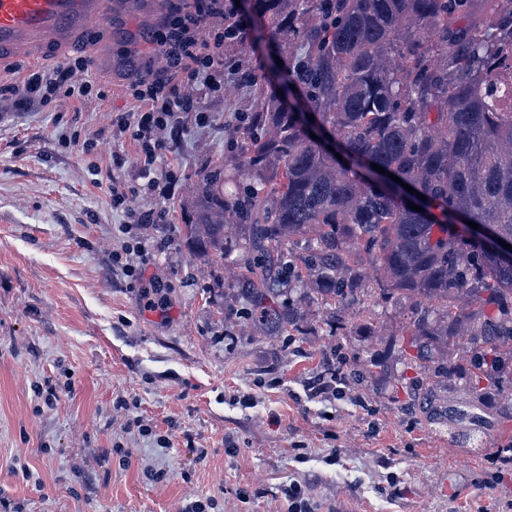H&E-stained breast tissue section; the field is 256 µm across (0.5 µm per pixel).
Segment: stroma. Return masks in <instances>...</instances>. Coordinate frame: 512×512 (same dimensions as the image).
Wrapping results in <instances>:
<instances>
[{
  "label": "stroma",
  "mask_w": 512,
  "mask_h": 512,
  "mask_svg": "<svg viewBox=\"0 0 512 512\" xmlns=\"http://www.w3.org/2000/svg\"><path fill=\"white\" fill-rule=\"evenodd\" d=\"M110 27L112 60L92 68L98 97L0 102V499L12 512H175L211 495L215 512H282L280 489L295 481L309 487L315 512L512 503V468L486 461L512 445L507 397L489 388L471 402L458 378L431 406L404 411L416 375L401 363L411 310L383 295L376 266L365 265V292L341 325L293 289L280 300L296 307V328L258 333L253 303L231 277L244 250L228 247L218 269L179 233L206 164L240 155L227 144L236 113L254 111L257 84L279 89L283 73L268 69L266 47L226 52L223 89L199 101L208 124L171 141L157 175L176 181L175 199L136 201L141 211L170 209L169 223L148 229L156 245L143 263L169 307L141 306L139 283L112 269L123 216L110 188L138 177L133 162L112 164L125 149L112 117L132 106V73L161 60L135 15ZM342 363L372 374L369 391L346 382L334 398L307 397L311 378ZM48 379L57 398L42 409L34 387ZM119 398L130 410H115ZM130 415L171 433V447L124 431ZM21 464L39 486L13 475Z\"/></svg>",
  "instance_id": "1"
}]
</instances>
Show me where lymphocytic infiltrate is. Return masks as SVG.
I'll use <instances>...</instances> for the list:
<instances>
[{"label": "lymphocytic infiltrate", "mask_w": 512, "mask_h": 512, "mask_svg": "<svg viewBox=\"0 0 512 512\" xmlns=\"http://www.w3.org/2000/svg\"><path fill=\"white\" fill-rule=\"evenodd\" d=\"M167 20L154 41L164 58V65L152 76H135L125 86L132 107L117 113L112 126L117 134L127 136L131 152L116 154L112 163L124 165L133 160L143 179L131 187L121 181L113 182L112 206L121 210L126 223L118 230L131 234V225L142 230L153 224L169 223L168 207L154 211H139L134 202L140 193L159 194L164 199L174 195V183H160L156 176L170 140L187 131L190 125H206L205 113L199 112V97L218 91L224 82L225 42L236 39L238 28L233 18L237 12L235 0H166ZM92 65L91 58L77 56L53 67L29 70L22 80L6 85L4 91L14 103L39 102L46 105L59 94L81 100L93 94L94 85L82 78ZM131 235L122 251L114 253L112 264L134 280L142 279L141 268L130 264L126 256L144 250L143 239Z\"/></svg>", "instance_id": "lymphocytic-infiltrate-1"}]
</instances>
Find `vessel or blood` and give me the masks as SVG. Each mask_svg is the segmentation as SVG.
<instances>
[{"label": "vessel or blood", "mask_w": 512, "mask_h": 512, "mask_svg": "<svg viewBox=\"0 0 512 512\" xmlns=\"http://www.w3.org/2000/svg\"><path fill=\"white\" fill-rule=\"evenodd\" d=\"M127 13L151 21L142 0H0V69L74 48L111 57L112 41L100 32L113 16Z\"/></svg>", "instance_id": "1"}]
</instances>
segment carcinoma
Masks as SVG:
<instances>
[{
	"instance_id": "carcinoma-1",
	"label": "carcinoma",
	"mask_w": 512,
	"mask_h": 512,
	"mask_svg": "<svg viewBox=\"0 0 512 512\" xmlns=\"http://www.w3.org/2000/svg\"><path fill=\"white\" fill-rule=\"evenodd\" d=\"M484 10L473 15L471 0H252L236 48L276 42L288 78L276 95L259 92L240 161L204 171L196 219L180 225L214 264L225 227L241 228L248 259L234 278L266 331L297 323L278 302L281 283L313 286L336 321L357 298L363 260L376 264L384 292L410 304L419 406L456 376L457 336L470 337L473 399L482 384L512 386V262L455 230L473 221L512 243V112L497 111L492 72L512 48V0H484ZM314 123L340 138L342 159L311 138ZM244 176L268 190L230 198ZM311 229L316 245L283 261Z\"/></svg>"
}]
</instances>
